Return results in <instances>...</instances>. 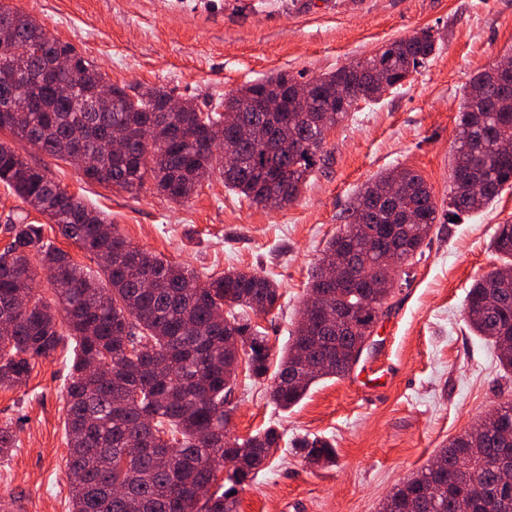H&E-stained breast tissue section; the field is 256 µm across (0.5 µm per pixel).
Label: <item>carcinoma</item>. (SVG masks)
I'll return each instance as SVG.
<instances>
[{
  "instance_id": "carcinoma-1",
  "label": "carcinoma",
  "mask_w": 512,
  "mask_h": 512,
  "mask_svg": "<svg viewBox=\"0 0 512 512\" xmlns=\"http://www.w3.org/2000/svg\"><path fill=\"white\" fill-rule=\"evenodd\" d=\"M0 25L13 45L0 49V106L27 110L15 122L0 112V131L13 135L56 160L69 161L80 149L97 159L85 176L101 185L133 190L151 177L158 192L187 198L188 183L201 186L224 162L236 167L224 184L258 204L269 194L287 202L301 193L322 160L325 133L355 110L360 101L382 96V85H400L436 50L429 30L386 45L371 58L309 80L314 93L293 97L298 78L287 72L224 95L208 112L169 111V95L156 89L136 103L123 99L125 88L112 84L96 65L77 56L61 75L73 90L58 94L54 79L42 80L48 63L71 45L51 37L46 25L0 3ZM109 85L116 97L103 102L96 88ZM288 100L283 112H252L257 95ZM251 123V137L231 136L235 113ZM126 132L123 149L112 151V131ZM512 140V74L487 70L469 83L458 116L448 195V216L476 213L512 186V155L499 142ZM0 181L30 207L57 225L65 238L92 256L105 257L98 276L43 241V225L20 220L8 225L10 241L0 251V387L25 383L32 361L57 350L66 326L78 347L67 388L66 476L72 512H193L213 481L217 466L237 461L233 481L242 485L276 448L280 435L268 428L242 443L224 434V403L236 382V346L249 345V375L269 371L263 333L239 317L256 307L270 313L278 288L256 272L229 269L200 281L192 269L168 262L132 245L106 215L92 210L55 181L47 167L33 166L0 141ZM484 185L479 194L469 183ZM348 223L332 237L308 288L324 290V264H339L345 284L333 293L350 323L325 329L321 313L298 319L295 335L282 354L270 397L287 409L311 385L348 374V360L370 334L374 309L361 275H385L379 263L384 248L398 251L400 266L410 267L422 253L438 212L430 187L410 169L385 171L359 190L347 209ZM503 260H512V223L501 224L493 241ZM49 273L54 304L36 294L32 258ZM469 330L499 348L498 360L512 373V279L482 275L465 303ZM329 357L328 364L303 379L293 376L302 361ZM101 369L90 372L93 363ZM494 418H483L441 449L442 466L426 467L408 478L382 502L380 512H512V489L501 485V468H512V400L498 404ZM296 453L319 465L333 460L328 442L302 438ZM205 512H237L235 490L207 500Z\"/></svg>"
}]
</instances>
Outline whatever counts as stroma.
Instances as JSON below:
<instances>
[{
  "label": "stroma",
  "mask_w": 512,
  "mask_h": 512,
  "mask_svg": "<svg viewBox=\"0 0 512 512\" xmlns=\"http://www.w3.org/2000/svg\"><path fill=\"white\" fill-rule=\"evenodd\" d=\"M42 21L51 36L94 61L113 84L161 89L206 108L225 93L281 72L312 78L370 58L386 44L431 30L437 50L417 73L326 134L325 157L298 198L264 207L213 175L185 201L152 182L125 191L88 180L6 131L0 141L88 207L103 211L135 246L208 279L235 268L274 281L280 298L251 316L272 358L291 342L307 283L327 241L343 228L353 197L377 174L418 172L447 209L463 89L512 55V0H0ZM24 216L47 243L90 271L98 266L56 225L0 183V248L6 224ZM512 222V189L483 211L434 224L406 284L387 300L372 346L340 379L311 387L284 410L268 381L240 372L229 397L227 438L273 427L279 446L237 489L238 512H379L384 498L429 465L497 402L512 399V375L464 315L472 284L501 265L492 241ZM76 344L33 362L25 385L0 388V426L16 446L0 457V512H70L66 388ZM321 438L334 463L307 464L301 437Z\"/></svg>",
  "instance_id": "obj_1"
}]
</instances>
